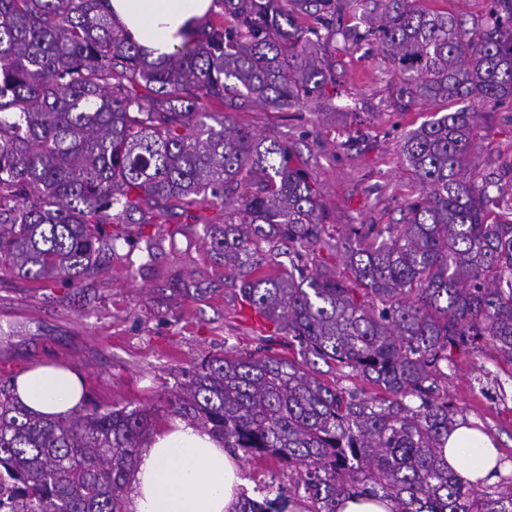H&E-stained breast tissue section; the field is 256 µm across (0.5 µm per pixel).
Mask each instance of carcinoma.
I'll return each instance as SVG.
<instances>
[{"instance_id": "carcinoma-1", "label": "carcinoma", "mask_w": 512, "mask_h": 512, "mask_svg": "<svg viewBox=\"0 0 512 512\" xmlns=\"http://www.w3.org/2000/svg\"><path fill=\"white\" fill-rule=\"evenodd\" d=\"M107 0H0V264L75 288L93 281L118 235L173 207L240 282L241 301L299 358H205L183 373L171 412L224 447L304 469L306 512L343 498L391 500L392 512H512V480L478 492L448 471L461 410L439 394L455 352L486 345L512 362V220L472 180L480 113L512 97V0L468 28L421 0H376L370 18L408 102L448 112L404 140L422 194L399 224L324 223L311 175L278 141L211 104L302 106L333 83L319 43L336 36L334 0H218L197 36L162 63L112 24ZM311 14L319 27H305ZM465 106L453 108L456 103ZM288 248L291 268L278 264ZM340 251L351 277L307 268ZM347 367L380 393L323 382ZM0 385V512H127L151 407L44 419ZM246 495L235 512H271Z\"/></svg>"}]
</instances>
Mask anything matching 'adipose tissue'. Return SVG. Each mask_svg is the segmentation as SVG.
Segmentation results:
<instances>
[{"mask_svg": "<svg viewBox=\"0 0 512 512\" xmlns=\"http://www.w3.org/2000/svg\"><path fill=\"white\" fill-rule=\"evenodd\" d=\"M112 21L158 62L197 32L214 0H109ZM84 397L82 377L61 366L38 365L15 380V398L33 414L65 418ZM445 454L457 476L474 485L494 482L497 449L473 420L448 433ZM244 481L239 458L207 432L171 421L137 457L128 512H234Z\"/></svg>", "mask_w": 512, "mask_h": 512, "instance_id": "adipose-tissue-1", "label": "adipose tissue"}]
</instances>
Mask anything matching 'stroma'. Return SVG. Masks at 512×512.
<instances>
[{"label": "stroma", "instance_id": "stroma-1", "mask_svg": "<svg viewBox=\"0 0 512 512\" xmlns=\"http://www.w3.org/2000/svg\"><path fill=\"white\" fill-rule=\"evenodd\" d=\"M364 0H340L336 38L324 53L336 84L301 110L231 109L239 127L292 146L320 190L329 224H395L421 187L400 154L407 134L443 106L400 101L399 81L380 42L366 36ZM476 181H512V98L485 107ZM116 250L92 287L74 288L0 270V378L58 364L85 382L83 408L112 403L155 410L171 420L167 398L208 357L268 353L291 358L287 338L251 322L223 262L203 242V227L172 210L156 224H124ZM450 398L499 449L512 472V362L494 348L459 353L447 370ZM244 491L289 512L276 486L289 470L241 457Z\"/></svg>", "mask_w": 512, "mask_h": 512}]
</instances>
